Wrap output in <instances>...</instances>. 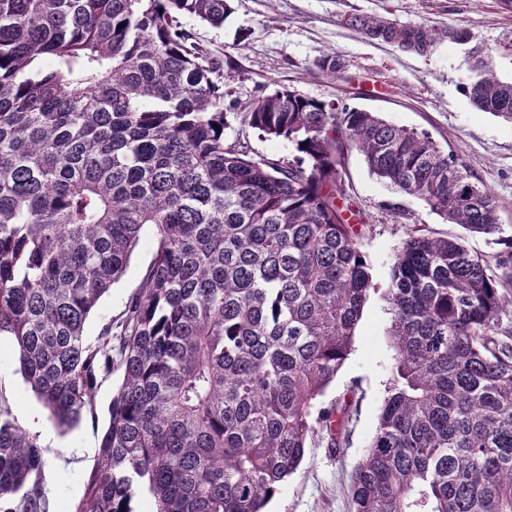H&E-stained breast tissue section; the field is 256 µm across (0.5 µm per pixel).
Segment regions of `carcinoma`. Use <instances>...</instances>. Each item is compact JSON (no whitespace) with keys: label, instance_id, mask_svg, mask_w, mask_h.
<instances>
[{"label":"carcinoma","instance_id":"obj_1","mask_svg":"<svg viewBox=\"0 0 512 512\" xmlns=\"http://www.w3.org/2000/svg\"><path fill=\"white\" fill-rule=\"evenodd\" d=\"M232 0H0V335L62 427L118 373L98 463L74 512H265L348 409L321 398L373 287L342 156L471 233L499 203L428 133L278 89L235 119L292 158L229 140L224 68L177 16L222 27ZM423 54L424 22L354 16ZM468 52L463 89L512 123V79ZM156 251L124 311L84 339L140 230ZM414 228L386 297L394 357L351 512H512V342L497 336L512 265ZM38 437L0 395V512H49Z\"/></svg>","mask_w":512,"mask_h":512}]
</instances>
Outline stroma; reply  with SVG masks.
<instances>
[{"label":"stroma","mask_w":512,"mask_h":512,"mask_svg":"<svg viewBox=\"0 0 512 512\" xmlns=\"http://www.w3.org/2000/svg\"><path fill=\"white\" fill-rule=\"evenodd\" d=\"M233 14L214 28L192 17L181 22L224 66V109L242 112L275 90L291 88L324 101H343L379 113L396 125L428 132L465 164L475 182L500 205L501 230L485 235L445 223L419 199L396 192L367 171L360 154L349 153L345 180L367 217L360 241L372 261L377 291L364 305L350 354L327 388L324 405L352 407L340 452L307 448L299 470L267 506L268 512H351L350 485L378 425L394 355L386 288L395 251L410 229L461 237L490 269L512 253V124L476 109L462 86L469 76L463 46L443 39L425 54L401 51L369 39L350 26L356 15L408 24L425 22L444 32L465 27L476 45L494 48L512 39V0H233ZM336 55L338 72L317 67ZM156 247L153 226H144L124 274L99 300L84 337L97 339L103 321L117 318L139 285ZM119 376L97 389L93 416L72 429L60 427L25 382L19 348L0 336V394L44 450L42 480L49 512H73L95 468L107 408Z\"/></svg>","instance_id":"1"}]
</instances>
